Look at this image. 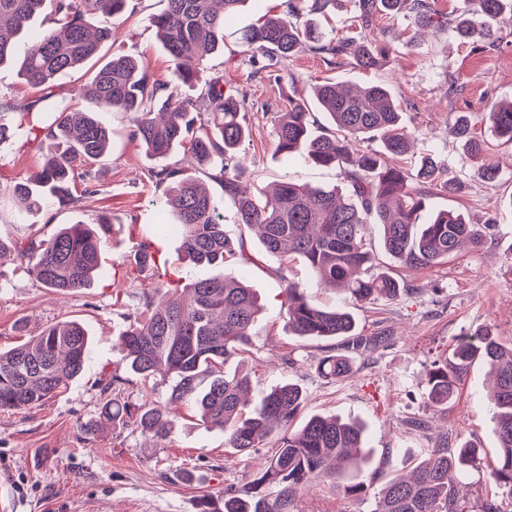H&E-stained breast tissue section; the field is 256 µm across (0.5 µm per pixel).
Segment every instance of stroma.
<instances>
[{"label":"stroma","mask_w":512,"mask_h":512,"mask_svg":"<svg viewBox=\"0 0 512 512\" xmlns=\"http://www.w3.org/2000/svg\"><path fill=\"white\" fill-rule=\"evenodd\" d=\"M164 6V0H127L124 15L112 22L113 43L78 70L57 76L55 92L75 97L119 51L143 59L153 80L174 84L172 65L152 24ZM366 36L388 48L386 58L369 70L303 52L272 70L258 71L249 63V51L231 38L223 52L207 60L203 72L207 79L223 75L225 92L245 100L251 134L240 153L248 189L283 181L311 188L342 185L337 170L301 159L288 163L275 154L271 118L287 111L289 96L308 97L323 81L350 87L377 82L392 89L405 124L419 130L404 166L417 171L421 157L430 154L461 182L457 192L432 195L428 209L458 211L487 228L482 247L463 248L433 267L403 268L376 251L377 261L410 289L399 299L354 306L346 296L314 291L319 303L350 306L364 334L390 337L387 345L354 356L348 376L329 378L317 367L333 342L290 333L280 306V270L305 283L310 279L307 266L299 259L282 265L279 257L265 252L257 235H243L223 185L200 173L224 211L225 237L245 242L256 257L255 262L236 261L223 268L225 276L253 288L263 307L248 353L230 365L249 373V399L258 402L270 388L291 382L304 392L303 417L336 415L366 427L368 473L374 478L370 492L349 495L319 481L299 492L294 512H372L375 493L387 480L408 473L405 459L418 449L468 442L492 457L498 448L487 401L493 376L485 361H472L458 380L455 399L439 408L424 399V374L433 360L452 355L463 332L487 329L501 344H512V145L489 135L485 122L488 105L512 100V16L501 25L500 42L480 51L447 32H420L406 17L392 20L382 13ZM464 112L475 118L487 155L499 165L494 181L480 178L477 161L455 133L456 119ZM96 117L112 132L110 149L94 165L88 189L75 191L73 204L34 214L10 192L43 164L46 134L16 128L13 142L0 150V236L25 243L49 238L63 224L94 223L101 214L112 221L101 245L108 274L91 287L59 293L33 279L25 258L13 254L0 259V350L70 320L85 328L90 349L83 373L47 402L0 411V487L10 490L17 512H199L202 498H220L226 489L243 485L272 450L243 455L226 448L223 432L200 426L185 404L176 407L164 439L142 432L131 421L103 417L108 399L103 387L113 374L125 372L118 331L127 317L142 315L143 293L196 270L183 260L179 237L155 230L158 201L166 189L156 186L149 173L181 163L182 151L166 161L155 160L131 137L122 113L101 107ZM145 238L158 251L160 267L136 266L137 245ZM457 490L466 512H480L489 497L498 498L502 507L512 506V496L498 492L481 469L462 474Z\"/></svg>","instance_id":"stroma-1"}]
</instances>
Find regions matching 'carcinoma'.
<instances>
[{"instance_id":"carcinoma-1","label":"carcinoma","mask_w":512,"mask_h":512,"mask_svg":"<svg viewBox=\"0 0 512 512\" xmlns=\"http://www.w3.org/2000/svg\"><path fill=\"white\" fill-rule=\"evenodd\" d=\"M256 0H165L166 8L153 17L163 49L180 82L194 97L180 98L168 86L153 80L143 61L114 54L96 72L79 96L126 115L130 133L149 156L168 157L184 148L199 168H212L211 178L224 186V196L236 207V221L258 229L267 253L299 257L311 272L306 284L281 276L288 329L307 338L343 337L353 350L372 348L382 336L356 332V320L342 307H323L308 298L311 288L345 293L356 304L391 300L401 286L389 271L376 264L369 244L377 227L381 249L394 261L411 268H426L448 259L460 246L484 244L483 229L451 210L424 212L432 191H448L455 181L431 157L421 160L417 182L393 160L407 154L413 133L403 124L400 105L382 83L346 90L325 81L314 88L315 101L326 112L331 127L317 126L307 100L289 101L288 111L274 119V151L290 161L298 156L323 167L334 168L347 182V193L338 188L310 189L281 183L257 195L240 192L244 169L238 150L249 137L245 99L224 92V77L199 85L203 64L224 50L226 28L239 7ZM44 0H0V65L20 59L21 79L43 88L32 102L0 103L32 128L39 120L54 117L49 127L51 144L41 170L30 180L13 186L29 211L47 210L73 201L72 189L90 179L85 166L103 158L110 131L94 114L79 106L58 103L49 83L94 58L102 45L112 41V19L126 0H53L51 27L31 42L23 41ZM314 17L302 20L297 5L286 14L264 13L253 25L233 34L252 52L251 65L277 66L300 52L325 58L351 60L369 69L383 49L354 36L330 37L320 18L328 16L335 0H309ZM471 15L451 19L438 16L433 0H359L355 23L371 26L378 12L405 11L418 28L435 26L464 43L497 41L472 16L492 18L512 9V0H470ZM104 21L95 28L86 17ZM492 133L512 142V103L489 111ZM456 133L477 162L478 174L487 180L498 176V165L484 154V142L474 133L468 115L456 120ZM379 136V151H353L357 138ZM156 185L166 182L174 220L160 231L182 239L185 258L198 268L221 266L232 259L250 260L244 242L233 244L224 237V212L196 178L179 167L165 166L150 173ZM98 227L82 222L67 224L47 239L26 246L0 238V253L13 247L28 259L30 273L45 288L59 292L88 286L95 276L106 274L102 264L99 231L112 222L97 218ZM165 301L156 306L145 295L143 318L129 320L120 332L126 368L147 382L157 374L174 379L170 402L193 405L206 429L224 431V442L240 454H250L276 440L275 452L240 488L220 499H205L202 512H293L297 494L322 478L336 483L347 494L367 492L364 479L370 465L363 427L335 416H312L297 430L291 429L304 401L302 389L292 383L272 388L249 407L243 395L250 377L225 371L230 360L251 346V327L261 310L253 289L221 276H196L164 290ZM490 365L495 376L492 405L498 450L486 459L480 448H426L408 479L393 478L382 489L372 512H462L456 484L462 473L485 467L489 479L512 497V347H504L484 332L469 333L458 342L453 359L426 369L427 403L441 407L456 396L459 373L475 358ZM90 358L88 335L76 321L47 326L35 339L0 350V410H22L47 401L67 379L80 375ZM352 369L344 354L324 357L322 374L341 378ZM112 398L103 407L114 419L113 408L133 420L142 431L164 438L172 423L168 407L146 400L130 404L122 400V379L112 376L106 386Z\"/></svg>"}]
</instances>
